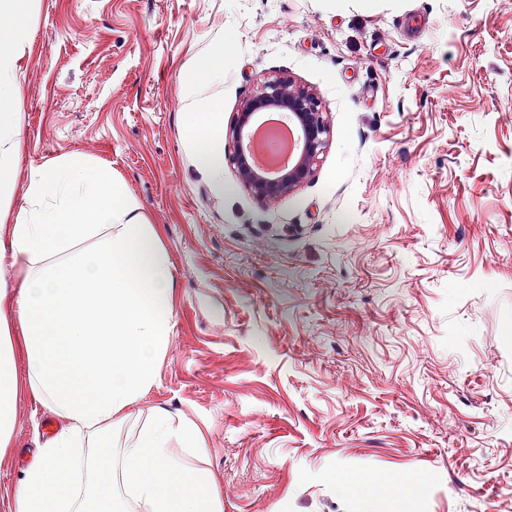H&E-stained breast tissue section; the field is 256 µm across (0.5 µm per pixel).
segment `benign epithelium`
I'll return each mask as SVG.
<instances>
[{
  "mask_svg": "<svg viewBox=\"0 0 512 512\" xmlns=\"http://www.w3.org/2000/svg\"><path fill=\"white\" fill-rule=\"evenodd\" d=\"M271 107L285 112L299 131L296 161L286 173L275 178L257 174L247 159L249 131L261 112ZM329 132L322 103L314 93L285 77L264 81L244 102L230 128L232 161L242 185L262 199L276 200L290 194L312 174L327 147Z\"/></svg>",
  "mask_w": 512,
  "mask_h": 512,
  "instance_id": "benign-epithelium-1",
  "label": "benign epithelium"
}]
</instances>
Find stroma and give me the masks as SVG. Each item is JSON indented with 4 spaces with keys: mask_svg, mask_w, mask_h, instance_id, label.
<instances>
[{
    "mask_svg": "<svg viewBox=\"0 0 512 512\" xmlns=\"http://www.w3.org/2000/svg\"><path fill=\"white\" fill-rule=\"evenodd\" d=\"M13 223L78 156L142 207L171 339L142 409L202 430L224 512H363L341 476H412L372 512H512V0H26ZM223 67L191 83L198 62ZM317 94L311 177L262 200L195 161L265 80ZM0 499L35 434L29 401ZM217 108L213 104L202 107L198 112H188L186 122L190 131H207L206 146L198 153L197 161L201 167L214 176L219 187L224 186V147L213 121Z\"/></svg>",
    "mask_w": 512,
    "mask_h": 512,
    "instance_id": "35a3bbf8",
    "label": "stroma"
}]
</instances>
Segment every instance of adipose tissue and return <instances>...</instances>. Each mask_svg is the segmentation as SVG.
Listing matches in <instances>:
<instances>
[{
  "label": "adipose tissue",
  "mask_w": 512,
  "mask_h": 512,
  "mask_svg": "<svg viewBox=\"0 0 512 512\" xmlns=\"http://www.w3.org/2000/svg\"><path fill=\"white\" fill-rule=\"evenodd\" d=\"M30 42L27 26H0V205L14 193ZM215 110L186 122L207 132L197 161L220 183ZM9 259L17 285L0 289V456L23 399L58 425L23 464L7 512H224L197 426L134 412L167 350L174 290L139 203L109 169L67 158L30 179Z\"/></svg>",
  "instance_id": "obj_1"
}]
</instances>
